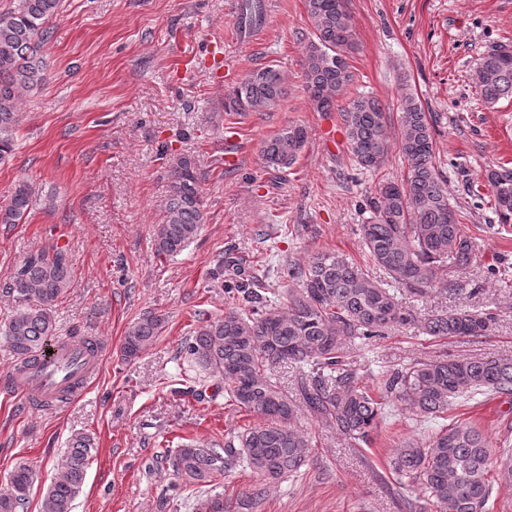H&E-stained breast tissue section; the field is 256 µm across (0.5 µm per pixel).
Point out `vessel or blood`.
<instances>
[{
	"instance_id": "1",
	"label": "vessel or blood",
	"mask_w": 512,
	"mask_h": 512,
	"mask_svg": "<svg viewBox=\"0 0 512 512\" xmlns=\"http://www.w3.org/2000/svg\"><path fill=\"white\" fill-rule=\"evenodd\" d=\"M47 361L29 364L24 372H10L7 384L11 393L30 400L32 391L51 396L60 387L74 384L75 395H83L99 370V354L90 352L83 344L69 345L66 350L50 348Z\"/></svg>"
}]
</instances>
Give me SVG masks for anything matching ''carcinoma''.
<instances>
[{
  "label": "carcinoma",
  "instance_id": "carcinoma-1",
  "mask_svg": "<svg viewBox=\"0 0 512 512\" xmlns=\"http://www.w3.org/2000/svg\"><path fill=\"white\" fill-rule=\"evenodd\" d=\"M313 38L305 46L303 77L310 105L331 112L353 81L348 57L356 48L348 0H303ZM62 0H16L0 15V163L13 151L19 127V100L45 81L41 47L48 23ZM480 98L494 105L512 98V49L488 51L473 77ZM287 95L280 73L271 66L249 72L224 95L227 112H273ZM400 137L391 143L387 112L372 97L358 96L341 108L347 143L362 169L380 167L392 146L407 167L400 181L379 184L371 223L360 226L361 241L390 287L373 279L348 258L319 253L304 268L288 270V287L269 289L261 270H237L224 278V266H237L232 253L216 265L214 279L237 305L224 315L204 313L180 347L182 378L224 382V399L262 419L231 430L219 448L192 441L165 449L162 459L195 500L196 512H226L221 480L235 468L256 480L237 497L238 512H259L271 485L298 474L310 461V442L296 421L300 407L332 425L344 437L364 441L381 411L357 376L350 350L392 328H414L432 338L488 335L496 315L488 309L457 308L420 315L403 297H421L435 287L438 274L453 264L464 272L473 262V244L463 232L459 213L448 202L445 181L436 165L434 120L411 94L402 98ZM307 142L306 131L288 125L264 140L267 167L287 172ZM486 182L503 225L512 224V167L486 170ZM33 185L19 182L0 204V224H18L30 212ZM204 202L195 161L185 155L170 170L163 221L154 226L153 245L164 259L180 255L197 238ZM73 268L59 248L27 255L5 283L3 294L15 308L0 322L13 362L33 359L60 341L55 320L58 301L71 286ZM166 326L162 314L149 313L130 324L123 357L133 359L156 342ZM293 364L301 372L302 405L288 396L276 378L278 368ZM385 394L404 403L419 418L448 417L460 400L478 395L512 394V357L413 359L393 370ZM93 448L91 437L72 436L69 450L47 488L49 512H72L83 489ZM491 448L467 423L444 425L423 444L404 443L392 460L400 478L418 483L438 512H489L493 486ZM35 473L18 464L0 495V512H24Z\"/></svg>",
  "mask_w": 512,
  "mask_h": 512
}]
</instances>
